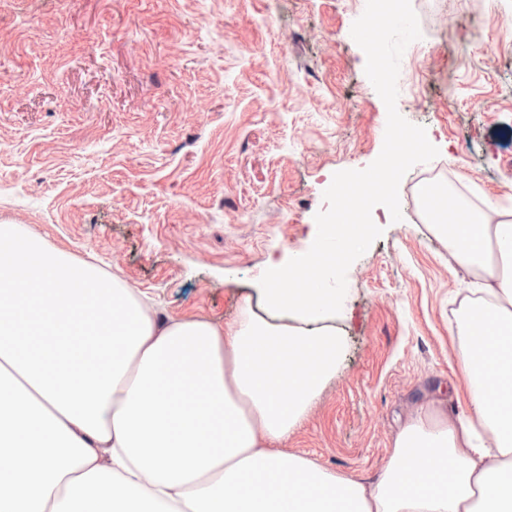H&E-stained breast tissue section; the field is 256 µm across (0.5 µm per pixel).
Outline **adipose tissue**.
<instances>
[{
    "label": "adipose tissue",
    "instance_id": "adipose-tissue-1",
    "mask_svg": "<svg viewBox=\"0 0 512 512\" xmlns=\"http://www.w3.org/2000/svg\"><path fill=\"white\" fill-rule=\"evenodd\" d=\"M432 232L471 278L468 402L425 399L363 479L283 449L345 353L323 247L224 329L0 224V512H512V220Z\"/></svg>",
    "mask_w": 512,
    "mask_h": 512
}]
</instances>
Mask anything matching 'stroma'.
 I'll return each instance as SVG.
<instances>
[{
	"instance_id": "1",
	"label": "stroma",
	"mask_w": 512,
	"mask_h": 512,
	"mask_svg": "<svg viewBox=\"0 0 512 512\" xmlns=\"http://www.w3.org/2000/svg\"><path fill=\"white\" fill-rule=\"evenodd\" d=\"M366 0H0V223L234 326L306 253L335 172L380 154L386 107L351 37ZM397 109L439 155L347 273L340 369L287 448L373 475L397 422L467 403L448 329L464 271L416 203L427 175L512 212V0H411Z\"/></svg>"
}]
</instances>
